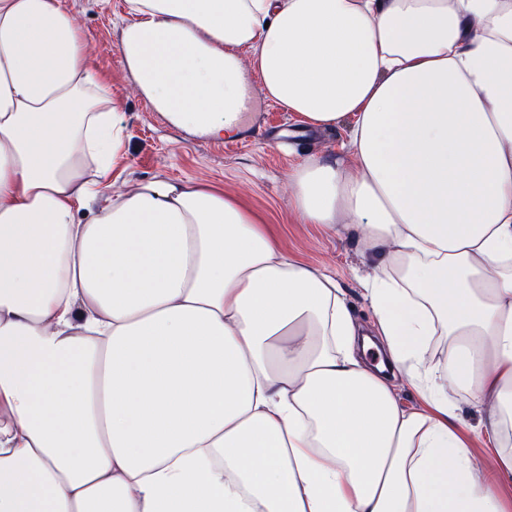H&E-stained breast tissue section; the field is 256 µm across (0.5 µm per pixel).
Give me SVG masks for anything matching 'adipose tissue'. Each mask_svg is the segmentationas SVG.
<instances>
[{"instance_id":"1","label":"adipose tissue","mask_w":512,"mask_h":512,"mask_svg":"<svg viewBox=\"0 0 512 512\" xmlns=\"http://www.w3.org/2000/svg\"><path fill=\"white\" fill-rule=\"evenodd\" d=\"M126 4L122 68L172 127L241 136L252 71L350 122L353 171L308 156L288 189L381 253L375 335L223 190L119 188L78 16L0 0V512H512V0ZM379 341L425 408L360 363Z\"/></svg>"}]
</instances>
